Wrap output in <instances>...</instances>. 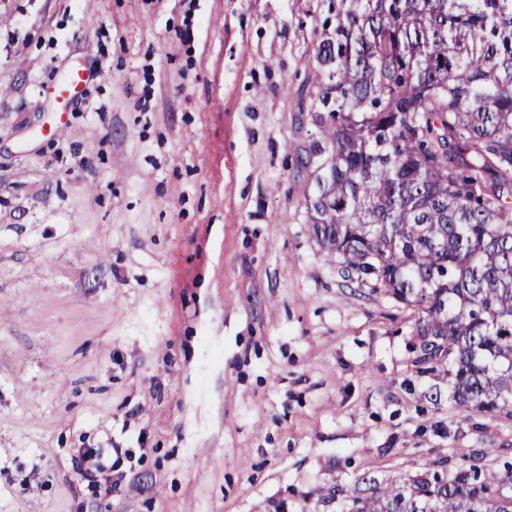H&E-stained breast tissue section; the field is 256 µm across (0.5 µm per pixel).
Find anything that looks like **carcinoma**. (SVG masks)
I'll return each instance as SVG.
<instances>
[{
  "mask_svg": "<svg viewBox=\"0 0 512 512\" xmlns=\"http://www.w3.org/2000/svg\"><path fill=\"white\" fill-rule=\"evenodd\" d=\"M317 47L307 221L346 286L413 308L414 366L512 420V0H342ZM321 491L345 512H512V463Z\"/></svg>",
  "mask_w": 512,
  "mask_h": 512,
  "instance_id": "1",
  "label": "carcinoma"
}]
</instances>
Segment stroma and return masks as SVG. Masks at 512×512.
I'll return each instance as SVG.
<instances>
[{
  "mask_svg": "<svg viewBox=\"0 0 512 512\" xmlns=\"http://www.w3.org/2000/svg\"><path fill=\"white\" fill-rule=\"evenodd\" d=\"M340 4L0 0V512H340L320 490L512 461L306 222Z\"/></svg>",
  "mask_w": 512,
  "mask_h": 512,
  "instance_id": "stroma-1",
  "label": "stroma"
}]
</instances>
